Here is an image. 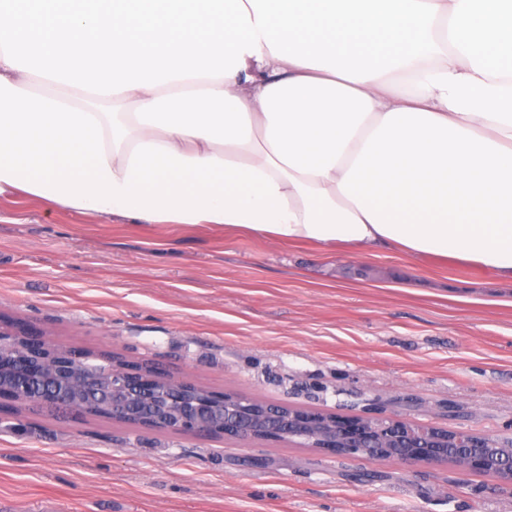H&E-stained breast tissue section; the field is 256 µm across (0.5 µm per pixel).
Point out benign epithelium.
Listing matches in <instances>:
<instances>
[{"label":"benign epithelium","mask_w":512,"mask_h":512,"mask_svg":"<svg viewBox=\"0 0 512 512\" xmlns=\"http://www.w3.org/2000/svg\"><path fill=\"white\" fill-rule=\"evenodd\" d=\"M31 336L28 351L42 362L19 371L0 354V399L17 401L28 381L48 384L47 394L63 402V393L95 392L106 397L112 421L135 419L165 422L173 430L200 437L219 431L235 441L274 440L295 442L340 456H373L397 459L408 465L448 460V448H468L462 468L495 473L512 486V459L506 460L497 441L470 432L439 429L407 416L369 413L352 420L311 408L260 402L247 404L231 393L210 392L205 400H186L190 380L171 375L159 367L152 371L131 366L112 367V381L90 376L84 356L69 346H61L36 328L23 332L10 321L0 319L1 336Z\"/></svg>","instance_id":"obj_1"}]
</instances>
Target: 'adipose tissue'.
Masks as SVG:
<instances>
[{
	"instance_id": "1",
	"label": "adipose tissue",
	"mask_w": 512,
	"mask_h": 512,
	"mask_svg": "<svg viewBox=\"0 0 512 512\" xmlns=\"http://www.w3.org/2000/svg\"><path fill=\"white\" fill-rule=\"evenodd\" d=\"M10 2L0 195L512 284V0ZM18 41L50 90L25 89ZM109 94L121 111L89 108Z\"/></svg>"
}]
</instances>
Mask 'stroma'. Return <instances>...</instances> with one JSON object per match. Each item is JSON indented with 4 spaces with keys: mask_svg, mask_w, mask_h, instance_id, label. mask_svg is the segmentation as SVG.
Masks as SVG:
<instances>
[{
    "mask_svg": "<svg viewBox=\"0 0 512 512\" xmlns=\"http://www.w3.org/2000/svg\"><path fill=\"white\" fill-rule=\"evenodd\" d=\"M0 314L215 392L512 442V287L482 269L0 196ZM0 512H512L499 477L0 412Z\"/></svg>",
    "mask_w": 512,
    "mask_h": 512,
    "instance_id": "1",
    "label": "stroma"
}]
</instances>
